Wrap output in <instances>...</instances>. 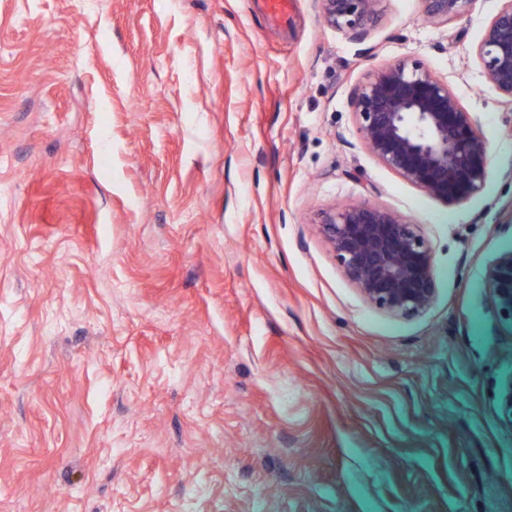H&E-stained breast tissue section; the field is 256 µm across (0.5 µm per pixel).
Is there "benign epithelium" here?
Returning <instances> with one entry per match:
<instances>
[{
    "label": "benign epithelium",
    "instance_id": "7a95c632",
    "mask_svg": "<svg viewBox=\"0 0 512 512\" xmlns=\"http://www.w3.org/2000/svg\"><path fill=\"white\" fill-rule=\"evenodd\" d=\"M385 0H319L326 23L352 41L376 26ZM425 18L445 25L473 0H421ZM486 82L512 104V0L488 22L476 47ZM351 107L364 144L385 167L428 194L464 202L488 176V142L448 82L418 62L400 61L368 74ZM319 232L344 275L371 306L394 316L425 311L436 295L433 256L418 224L369 203L334 208ZM501 322L512 327V249L485 272Z\"/></svg>",
    "mask_w": 512,
    "mask_h": 512
}]
</instances>
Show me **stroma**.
Segmentation results:
<instances>
[{"instance_id": "1", "label": "stroma", "mask_w": 512, "mask_h": 512, "mask_svg": "<svg viewBox=\"0 0 512 512\" xmlns=\"http://www.w3.org/2000/svg\"><path fill=\"white\" fill-rule=\"evenodd\" d=\"M0 0V512H512V105L475 48L386 0L362 41L295 0ZM416 60L489 148L483 191L380 164L350 99ZM421 225L436 296L367 304L318 229ZM292 0H263L267 19L270 23L288 27L292 21ZM484 280L499 319L512 327V249L496 256L487 267Z\"/></svg>"}]
</instances>
